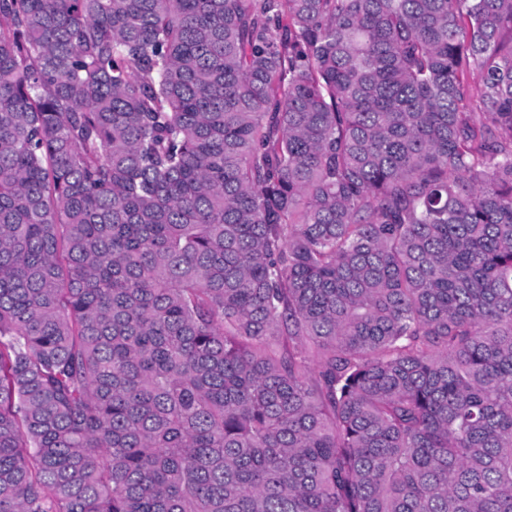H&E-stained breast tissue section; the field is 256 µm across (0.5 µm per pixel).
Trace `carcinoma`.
<instances>
[{
  "label": "carcinoma",
  "mask_w": 512,
  "mask_h": 512,
  "mask_svg": "<svg viewBox=\"0 0 512 512\" xmlns=\"http://www.w3.org/2000/svg\"><path fill=\"white\" fill-rule=\"evenodd\" d=\"M0 512H512V0H0Z\"/></svg>",
  "instance_id": "cac0c4a2"
}]
</instances>
